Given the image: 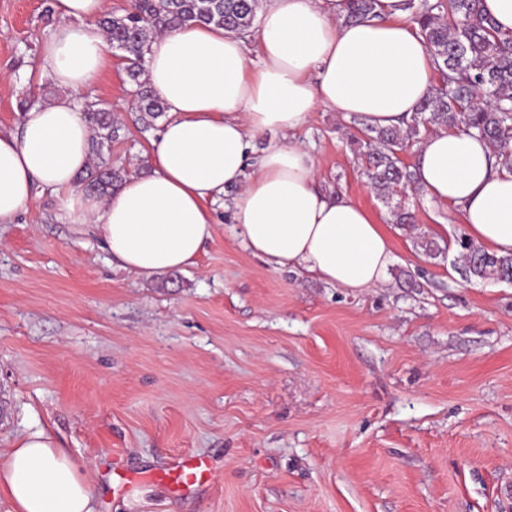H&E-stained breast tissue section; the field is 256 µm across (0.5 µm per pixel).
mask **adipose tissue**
<instances>
[{
    "label": "adipose tissue",
    "instance_id": "ef3b65f1",
    "mask_svg": "<svg viewBox=\"0 0 512 512\" xmlns=\"http://www.w3.org/2000/svg\"><path fill=\"white\" fill-rule=\"evenodd\" d=\"M259 62L247 64L236 32L187 25L155 36L148 82L167 117L149 173L109 196L75 186L89 162L91 129L76 98L110 61L99 18L108 0H55L58 18L40 50L58 94L0 132V224L14 223L35 186L59 201L69 224H93L125 270L184 269L215 230L212 206L234 191L232 221L250 252L352 291L384 285L394 255L383 225L351 199L324 189L312 153L268 133L294 132L324 108L375 127H401L432 90L433 65L403 0H379V18L345 21L346 0H263ZM427 198L460 207L468 237L512 254V169L485 141L438 129L416 154ZM0 493L15 512H95L79 465L45 431L16 441L0 462Z\"/></svg>",
    "mask_w": 512,
    "mask_h": 512
}]
</instances>
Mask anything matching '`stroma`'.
I'll use <instances>...</instances> for the list:
<instances>
[{"label":"stroma","instance_id":"stroma-1","mask_svg":"<svg viewBox=\"0 0 512 512\" xmlns=\"http://www.w3.org/2000/svg\"><path fill=\"white\" fill-rule=\"evenodd\" d=\"M50 3L0 0L1 132L28 92L56 96L39 64ZM87 95L121 123L113 169L148 172L161 126L133 112L119 57ZM353 132L320 109L296 137L325 188L385 225L381 288L274 269L228 202L194 262L154 276L123 269L49 192L0 224V454L45 429L96 512H512V284L462 278L459 207L411 191L414 226L392 223ZM186 455L210 477L177 494L155 474Z\"/></svg>","mask_w":512,"mask_h":512}]
</instances>
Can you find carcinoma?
I'll use <instances>...</instances> for the list:
<instances>
[{
	"label": "carcinoma",
	"mask_w": 512,
	"mask_h": 512,
	"mask_svg": "<svg viewBox=\"0 0 512 512\" xmlns=\"http://www.w3.org/2000/svg\"><path fill=\"white\" fill-rule=\"evenodd\" d=\"M257 0H129L123 13L100 20L112 45L122 52L132 110L145 123L161 117L162 101L146 78L145 56L159 33L187 23L215 25L245 34L256 18ZM404 10L430 56L440 83L403 128L361 126L351 135L365 158L364 173L390 209L396 224L414 223L403 194L416 187V173L400 153L417 146L432 128L462 132L485 141L512 165V33L504 34L483 10L482 0H404ZM377 16V0H349L345 21ZM94 133L97 162L80 177L85 191L104 196L122 176L103 157L121 127L97 102H85ZM465 275L476 280L512 279V255L501 256L466 237L457 240Z\"/></svg>",
	"instance_id": "1"
}]
</instances>
